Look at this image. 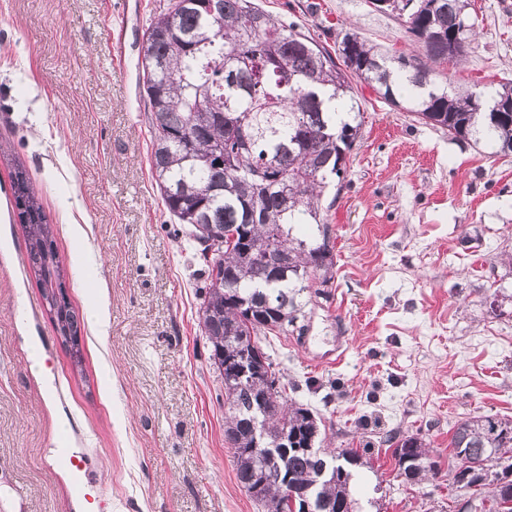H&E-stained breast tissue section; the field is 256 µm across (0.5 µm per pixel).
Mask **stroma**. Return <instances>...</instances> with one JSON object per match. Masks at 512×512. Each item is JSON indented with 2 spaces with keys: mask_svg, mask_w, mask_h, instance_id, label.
I'll use <instances>...</instances> for the list:
<instances>
[{
  "mask_svg": "<svg viewBox=\"0 0 512 512\" xmlns=\"http://www.w3.org/2000/svg\"><path fill=\"white\" fill-rule=\"evenodd\" d=\"M168 2L0 0V512H261L224 440L203 262L151 177L143 61ZM254 2L332 51L348 32L391 56L418 47L368 0ZM469 2L479 38L450 73L481 90L512 79V0ZM353 87L360 137L322 197L333 279L302 293L304 336L262 344L323 444L367 452L362 512H448L447 474L407 485L384 438L419 435L448 466L458 423L512 417V156ZM18 164L53 226L75 351L27 312L42 293L9 203ZM63 425L81 468L54 464Z\"/></svg>",
  "mask_w": 512,
  "mask_h": 512,
  "instance_id": "stroma-1",
  "label": "stroma"
}]
</instances>
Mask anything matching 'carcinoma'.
Segmentation results:
<instances>
[{
	"instance_id": "cac0c4a2",
	"label": "carcinoma",
	"mask_w": 512,
	"mask_h": 512,
	"mask_svg": "<svg viewBox=\"0 0 512 512\" xmlns=\"http://www.w3.org/2000/svg\"><path fill=\"white\" fill-rule=\"evenodd\" d=\"M407 31L423 56L389 57L355 33L343 37L341 63L294 22L286 23L252 0H221L213 15L203 3L174 0L152 22L144 57V91L152 134L151 173L167 211L191 236L212 250L200 323L219 369L245 353H260L270 376L239 385L224 379L225 442L236 478L264 512H286L291 488L314 491V512H360L351 496L350 467L362 464L354 449L332 453L317 447L314 413L288 405L286 385L260 337L303 336L306 315L299 296L313 278L331 281L333 243L321 199L332 180H342L347 156L359 137V108L351 79L382 98L404 101L427 124L458 139H472L496 156L512 154V110L480 112L475 91L443 77L448 39L460 63L475 37L469 0H411ZM13 202L27 231L30 268L43 298L63 288L65 272L53 229L22 166L12 173ZM299 224L317 233L300 237ZM238 239L224 244V229ZM60 336H77L80 318L69 301L55 315ZM264 399L268 437H288L285 454L261 457L254 450L250 409ZM457 464L448 481L466 490L477 512L504 510L512 489V419L475 416L460 422L451 438ZM399 475L410 484L439 475V464L415 435L394 449ZM328 464L329 478H319Z\"/></svg>"
}]
</instances>
